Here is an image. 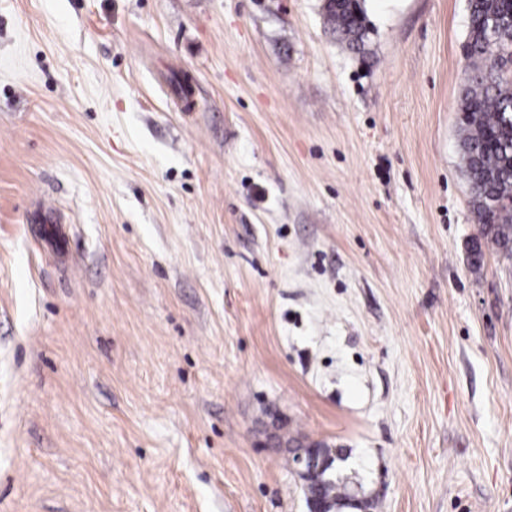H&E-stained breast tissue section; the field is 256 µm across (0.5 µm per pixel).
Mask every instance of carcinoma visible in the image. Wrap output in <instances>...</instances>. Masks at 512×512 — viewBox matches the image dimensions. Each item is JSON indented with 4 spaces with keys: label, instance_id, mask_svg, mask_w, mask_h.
Here are the masks:
<instances>
[{
    "label": "carcinoma",
    "instance_id": "1",
    "mask_svg": "<svg viewBox=\"0 0 512 512\" xmlns=\"http://www.w3.org/2000/svg\"><path fill=\"white\" fill-rule=\"evenodd\" d=\"M464 54L472 68L459 109L460 151L476 223L484 238L512 255V0H468ZM328 31L353 48L365 44L362 0H328ZM308 493L336 509L353 493L341 474L308 485Z\"/></svg>",
    "mask_w": 512,
    "mask_h": 512
}]
</instances>
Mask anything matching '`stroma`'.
I'll use <instances>...</instances> for the list:
<instances>
[{
    "label": "stroma",
    "mask_w": 512,
    "mask_h": 512,
    "mask_svg": "<svg viewBox=\"0 0 512 512\" xmlns=\"http://www.w3.org/2000/svg\"><path fill=\"white\" fill-rule=\"evenodd\" d=\"M323 5L0 0V512H512L467 0ZM325 20L328 31L353 48L364 46L367 38L362 0H327ZM327 450L330 452L329 449ZM329 452L320 448L317 444H310L302 448V453L297 454L295 459L299 467V474L305 479L311 474L336 470V475L330 480L309 484L307 493L324 502H334L338 511L342 508H352L349 501L354 494L339 473L336 465V461H344L346 457L342 454L341 449L335 451L336 456Z\"/></svg>",
    "instance_id": "1"
}]
</instances>
